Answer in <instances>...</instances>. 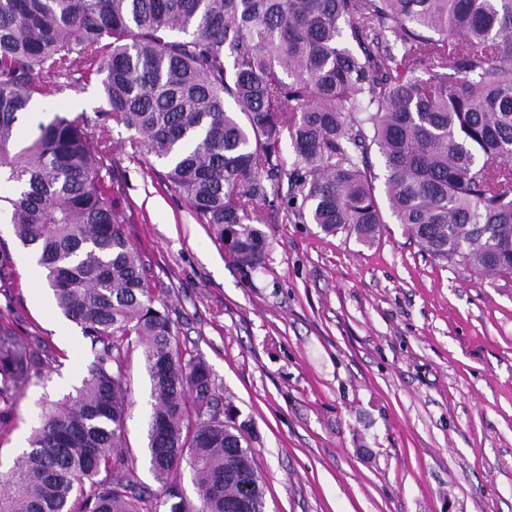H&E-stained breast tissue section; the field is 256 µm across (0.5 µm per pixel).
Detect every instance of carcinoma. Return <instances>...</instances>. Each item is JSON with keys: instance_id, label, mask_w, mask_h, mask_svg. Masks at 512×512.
<instances>
[{"instance_id": "cac0c4a2", "label": "carcinoma", "mask_w": 512, "mask_h": 512, "mask_svg": "<svg viewBox=\"0 0 512 512\" xmlns=\"http://www.w3.org/2000/svg\"><path fill=\"white\" fill-rule=\"evenodd\" d=\"M73 72L104 75L103 116L166 167L245 271L280 221L373 242L382 178L425 252L512 278V0H0V181L14 188L0 202L94 353L0 481V512H157L122 451L129 341L150 381L147 450L169 512L237 499L265 512L252 438L224 423L206 362L174 345L117 215L106 127L57 113L19 145L45 78ZM46 361L38 337L0 324V424ZM184 463L195 504L177 483Z\"/></svg>"}]
</instances>
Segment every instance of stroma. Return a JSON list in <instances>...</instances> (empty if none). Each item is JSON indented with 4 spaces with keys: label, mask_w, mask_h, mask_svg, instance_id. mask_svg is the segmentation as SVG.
I'll use <instances>...</instances> for the list:
<instances>
[{
    "label": "stroma",
    "mask_w": 512,
    "mask_h": 512,
    "mask_svg": "<svg viewBox=\"0 0 512 512\" xmlns=\"http://www.w3.org/2000/svg\"><path fill=\"white\" fill-rule=\"evenodd\" d=\"M69 82L47 78L24 136L58 112L100 120V78ZM128 137L110 126L112 197L180 352L202 357L216 391L251 423L266 512H512V279L432 258L393 220L371 244L313 224L269 225L263 267L242 271ZM0 246L13 258L0 322L51 350L0 428L6 469L39 426L42 401L75 395L93 354L5 218ZM122 372L126 451L156 495L140 350Z\"/></svg>",
    "instance_id": "stroma-1"
}]
</instances>
